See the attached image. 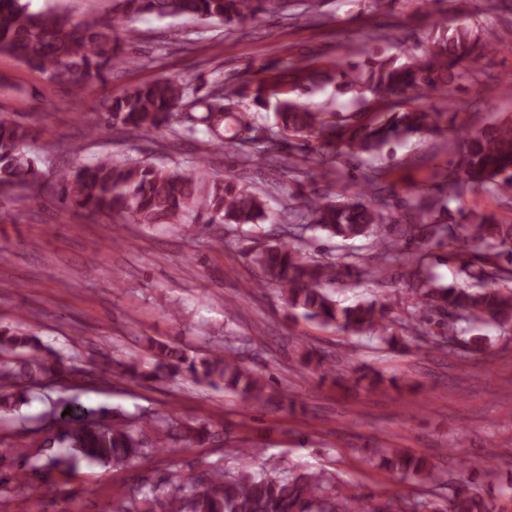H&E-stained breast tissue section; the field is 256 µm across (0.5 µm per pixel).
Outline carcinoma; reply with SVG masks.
<instances>
[{
	"mask_svg": "<svg viewBox=\"0 0 512 512\" xmlns=\"http://www.w3.org/2000/svg\"><path fill=\"white\" fill-rule=\"evenodd\" d=\"M271 0H113V17L102 21L85 16L74 19L54 7L30 10L29 0H0V54H8L40 73L48 82L70 88L73 103L83 109L91 89L115 69L130 65L124 45L136 39L132 24L145 17H190L202 23L234 25L268 11ZM496 50L479 28L459 23L438 28L426 47H405L398 55L370 54L359 65L346 59L319 69L303 59L264 65L260 80L223 83L202 81L190 85L161 78L131 86L112 98L87 128L90 136L106 132L145 137L173 126L183 110V134L193 139L205 127L226 149L240 151L247 143L254 153L272 163L285 159L283 151L296 147L316 155L320 175L336 169L339 158L373 156L385 146L419 133L448 140L450 159L445 175L446 196L441 205H422L414 217L396 218L384 211L379 173L369 167L353 197L333 201L323 194L306 195L288 206L289 223L279 227L274 243L248 253L261 273L253 287L271 285L292 314L322 328L353 336L377 335L395 347L402 340L393 332L391 304L377 302L342 306L333 296L336 281L359 279L366 274L363 258L344 254L331 261L315 258L299 243L309 229L327 239L364 237L367 247L385 266L415 267L406 282L411 294L406 328L424 338L423 325L434 311L447 317L446 332L434 347L460 346L484 351L475 331L512 332V224L475 215L466 224H447L448 200L460 199L469 189L493 186L512 190V119L493 121L459 134V126H443L439 118L449 108L426 109L417 103L430 94H447L461 77L465 62ZM384 103L370 121L362 113L315 110L293 97L322 82ZM238 98L257 108L275 105V123L257 131L250 113L230 112L224 101ZM30 128L0 112V199L28 200L43 189V174L27 144ZM58 202L89 213H108L135 224H259L268 218L266 197L241 186L236 178L219 174L210 156L194 161L192 171L160 168L148 160L122 163L109 156L91 164L78 163L57 175ZM416 248H411L412 242ZM445 248L465 277L459 288L437 284L419 273L426 251ZM149 362L117 363L107 374L118 379L146 381L188 377L196 383L222 388L257 403L278 401L295 408L287 394H276L268 380L248 369L240 358L221 348L192 356L175 344L145 338ZM70 367L42 340L20 328H0V422L16 421L20 407L47 378L63 379ZM69 414H64L66 408ZM50 430L42 448L49 455L29 454L12 448L0 456L11 471L0 469V487L13 490L29 486L31 474L71 471L85 460L123 469L148 452H174L203 447L214 438L211 424L180 422L158 416L144 424L136 417L114 419L106 407L88 409L60 398L50 415ZM391 468L421 481L448 486V503L437 499L410 501L403 495L368 511L363 497L338 488L335 477L319 471H301L287 478L257 477L246 466L226 470L217 466L199 476L174 472L159 484L142 482L103 506L104 512H507L512 495L502 502L455 486L453 474L393 448L378 450Z\"/></svg>",
	"mask_w": 512,
	"mask_h": 512,
	"instance_id": "obj_1",
	"label": "carcinoma"
}]
</instances>
